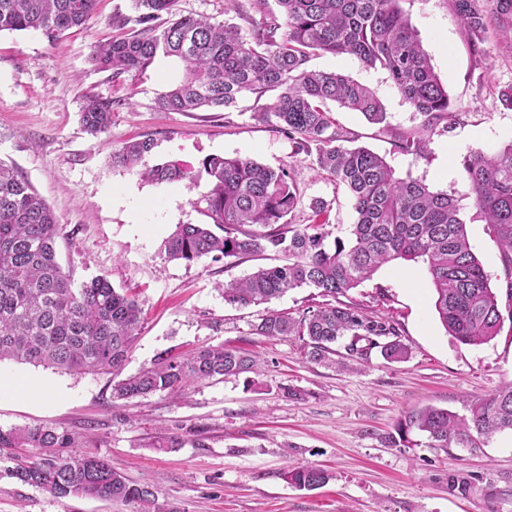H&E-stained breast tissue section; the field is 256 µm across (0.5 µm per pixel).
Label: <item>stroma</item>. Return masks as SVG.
Returning a JSON list of instances; mask_svg holds the SVG:
<instances>
[{
    "mask_svg": "<svg viewBox=\"0 0 512 512\" xmlns=\"http://www.w3.org/2000/svg\"><path fill=\"white\" fill-rule=\"evenodd\" d=\"M402 7L459 114L450 133L432 137L427 157L394 145L395 133L419 127L423 118L385 71L332 54L311 64L378 91L386 125L333 110L359 145L383 156L398 176L422 179L470 204L462 157L512 142V110L497 101L499 90L512 85V42L489 37L477 54L449 0H404ZM136 15L133 0H100L88 24L53 41L33 30L0 31V161L13 165L54 211L65 231L59 260L75 282L104 275L137 298L143 323L125 374L165 350L223 344L260 356L264 386L251 392L228 377L183 394L117 400L111 374L2 361L0 428L45 425L87 433V452L107 458L129 480L152 485L163 512H512V433L477 453L429 447L415 431L404 443L384 441L411 412L434 406L463 415L471 402L511 382V318L488 343L462 344L438 319L424 264L398 262L348 297L368 316L397 324L408 359L352 361L344 368L313 363L298 337L252 335L258 309L225 305L218 284L245 276L258 259L229 266L207 258L191 264L165 259L162 244L176 225L207 223V182L157 184L114 166L113 151L131 139L154 142L142 160L147 167L161 160L193 165L208 155L293 165L304 199L331 202L330 223L345 228L356 215L346 194L308 158L293 156L284 134L253 119L260 107L255 99L238 109L165 112L157 100L181 73L173 60L161 58L144 74L117 78L94 67L91 46L120 36L117 19ZM95 98L116 103L111 128L99 135L80 123L84 104ZM467 231L492 287L506 298L512 282L488 226L471 220ZM284 384L305 390L307 399L285 398ZM196 429L205 435L204 447L157 445ZM311 464L328 472L325 486L306 490L288 483L287 470ZM13 466L0 456V512H132L119 502L54 498L15 479ZM453 476L470 481L469 494L449 491Z\"/></svg>",
    "mask_w": 512,
    "mask_h": 512,
    "instance_id": "1",
    "label": "stroma"
}]
</instances>
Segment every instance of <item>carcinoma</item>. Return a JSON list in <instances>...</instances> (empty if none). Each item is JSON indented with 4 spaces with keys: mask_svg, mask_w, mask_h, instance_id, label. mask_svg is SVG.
Instances as JSON below:
<instances>
[{
    "mask_svg": "<svg viewBox=\"0 0 512 512\" xmlns=\"http://www.w3.org/2000/svg\"><path fill=\"white\" fill-rule=\"evenodd\" d=\"M99 0H0V31L41 30L49 39L85 26ZM178 0H133L139 28L92 48L91 62L115 76L144 73L159 58L182 64L181 79L159 98L165 111L193 112L202 107L231 108L243 99L276 93L274 101L252 114L272 124L293 144L294 155L311 158L312 168L344 188L357 215L343 234L328 224L330 203L310 201L312 223L293 224L289 216L302 204L289 167L273 169L248 157L209 155L198 166L165 161L139 172L155 183L196 181L206 174L203 195L207 224H179L165 239L164 257L191 264L240 261L266 253L281 263L260 265L224 285V304L264 307L252 334L296 336L316 363L332 356L369 362L408 357L395 324L375 319L342 300L386 264H426L434 307L442 326L462 344L479 346L498 335L503 315L490 277L469 242L461 200L433 191L424 181L397 178L384 157L355 144L354 134L336 124L326 104L355 111L372 124L387 113L370 86L336 71L310 67L321 54L350 55L369 69H383L399 93L424 117L422 131L396 137L403 153L423 157L431 136L448 133L458 113L450 110L447 87L434 71L418 32L401 7L403 0H276L280 11L260 19L238 4L249 25L243 31L228 21L181 16L163 26L162 14H176ZM475 51L489 32L512 37V0H451ZM92 134L112 126V101L93 99L81 112ZM154 148L152 140H131L112 152V163L134 169ZM471 188L475 217L492 230L506 274L512 275V142L498 151H473L460 161ZM62 227L32 185L12 166L0 163V361L46 365L65 372L111 373L119 380L112 397L147 398L192 384L243 377L258 390L261 365L253 353L222 344L188 354L170 351L133 374L122 376L139 334L137 301L113 288L105 276L74 287L57 260ZM297 288H312L321 302L296 312L268 307ZM427 435L432 448L456 445L472 452L495 435L512 432V383L469 406V415L425 407L404 417L398 434ZM80 436L52 426L0 429V452L38 450L14 457L12 475L57 499L89 497L162 512L147 484L131 482L96 454L67 455ZM205 447L195 430L172 435L161 448L185 443ZM289 483L316 489L327 472L306 466L285 473Z\"/></svg>",
    "mask_w": 512,
    "mask_h": 512,
    "instance_id": "obj_1",
    "label": "carcinoma"
}]
</instances>
